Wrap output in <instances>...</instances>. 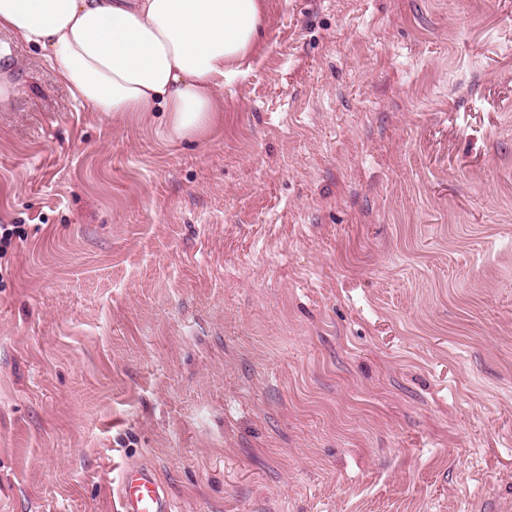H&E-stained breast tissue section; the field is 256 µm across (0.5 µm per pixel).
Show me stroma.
Instances as JSON below:
<instances>
[{
	"instance_id": "stroma-1",
	"label": "stroma",
	"mask_w": 512,
	"mask_h": 512,
	"mask_svg": "<svg viewBox=\"0 0 512 512\" xmlns=\"http://www.w3.org/2000/svg\"><path fill=\"white\" fill-rule=\"evenodd\" d=\"M206 135L0 30V512H512V0H266ZM117 512H171V502L154 472L145 466L122 469L116 486Z\"/></svg>"
}]
</instances>
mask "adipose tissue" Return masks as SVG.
<instances>
[{"label":"adipose tissue","instance_id":"ef3b65f1","mask_svg":"<svg viewBox=\"0 0 512 512\" xmlns=\"http://www.w3.org/2000/svg\"><path fill=\"white\" fill-rule=\"evenodd\" d=\"M265 19L264 0H0V29L41 50L74 100L167 113L184 138L218 119Z\"/></svg>","mask_w":512,"mask_h":512}]
</instances>
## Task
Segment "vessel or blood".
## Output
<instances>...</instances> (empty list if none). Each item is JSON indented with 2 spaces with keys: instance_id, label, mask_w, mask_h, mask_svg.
Listing matches in <instances>:
<instances>
[{
  "instance_id": "1",
  "label": "vessel or blood",
  "mask_w": 512,
  "mask_h": 512,
  "mask_svg": "<svg viewBox=\"0 0 512 512\" xmlns=\"http://www.w3.org/2000/svg\"><path fill=\"white\" fill-rule=\"evenodd\" d=\"M118 512H171V502L154 472L145 466L122 469L116 486Z\"/></svg>"
}]
</instances>
